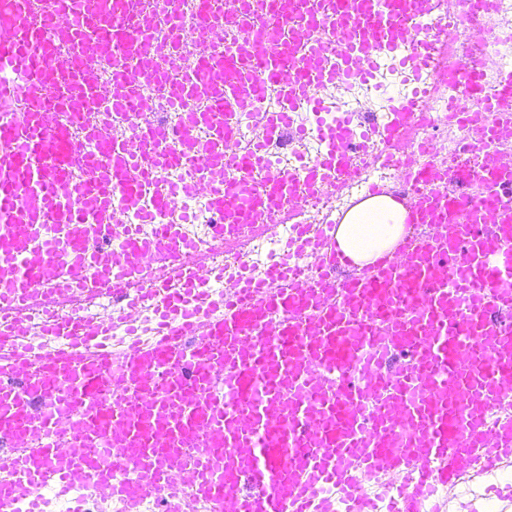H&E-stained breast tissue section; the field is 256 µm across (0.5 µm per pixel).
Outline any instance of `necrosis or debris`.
Listing matches in <instances>:
<instances>
[{"label": "necrosis or debris", "instance_id": "1", "mask_svg": "<svg viewBox=\"0 0 512 512\" xmlns=\"http://www.w3.org/2000/svg\"><path fill=\"white\" fill-rule=\"evenodd\" d=\"M488 21L478 41L463 39L483 62L481 74L485 85L495 86L512 76V0H491ZM460 15L433 11L418 22L421 47L433 63L425 69L411 65L404 54L380 57L368 72L359 77L344 76L333 84L317 85L310 101L284 106L276 96L258 99L255 112L288 109V128L271 134L265 142L268 160L285 167L289 174L305 179L310 168L333 152L335 143L330 133L344 129L347 138L360 151L373 157L359 179L346 186L334 199L325 201L311 197L298 212L295 223L279 225L270 234L246 235L237 250L210 257L217 277L205 281L212 298L224 292V278L241 272L261 276L281 255L290 263L306 268L310 228H328L340 218L350 197L363 194L364 187L378 183L402 195L409 182L402 168L379 164L389 145L382 135L395 112L420 99L427 120L416 128L409 141L408 157L413 166L453 164L460 161L479 166L486 157L495 155L500 142L478 137L470 126L449 112V105L460 96L457 86L444 78L445 71L459 66L455 57L445 56L443 36L459 31ZM125 223L137 225L143 235H151L157 226L172 225L192 239L200 249H207L212 238L214 216L208 201L200 196L181 195L177 206L155 212L151 220H143L136 210H124ZM37 502V512H128L118 499H104L88 488L75 484L66 494L51 489L26 493L16 512H30V502ZM512 506V467L472 475L448 497L447 512H506Z\"/></svg>", "mask_w": 512, "mask_h": 512}]
</instances>
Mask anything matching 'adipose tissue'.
I'll return each instance as SVG.
<instances>
[{"instance_id": "adipose-tissue-1", "label": "adipose tissue", "mask_w": 512, "mask_h": 512, "mask_svg": "<svg viewBox=\"0 0 512 512\" xmlns=\"http://www.w3.org/2000/svg\"><path fill=\"white\" fill-rule=\"evenodd\" d=\"M407 211L388 196L355 206L336 231L339 249L353 263H369L389 251L405 232Z\"/></svg>"}]
</instances>
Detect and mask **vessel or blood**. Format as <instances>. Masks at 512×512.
<instances>
[{
  "instance_id": "obj_1",
  "label": "vessel or blood",
  "mask_w": 512,
  "mask_h": 512,
  "mask_svg": "<svg viewBox=\"0 0 512 512\" xmlns=\"http://www.w3.org/2000/svg\"><path fill=\"white\" fill-rule=\"evenodd\" d=\"M234 0L185 27L179 0H0V512L28 489L77 478L104 498L168 512H370L374 484L397 488V512H421L432 485L512 462V158L482 174L424 167L407 199L427 234L340 277L350 261L334 235L312 240V273L273 264L257 283L237 277L212 299L185 271L195 243L162 227L124 224L116 198L152 213L184 193L225 225L275 229L304 193L262 162L284 113H239L276 88L289 102L359 73L377 52L417 40L438 0ZM262 30L225 43V21ZM186 29L193 54L153 50L161 22ZM334 39L313 38L317 26ZM451 71L462 96L512 112V78L489 91L462 50ZM154 83L180 111L169 126L141 93ZM425 119L410 107L386 129L394 159ZM186 171L181 186L163 175ZM358 174L350 145L317 168L312 191L336 194ZM168 268L159 323L122 351L101 341L135 321L128 268ZM107 294L94 323L55 319L64 347L31 357L15 344L22 314L54 308L79 288ZM495 427H488V419Z\"/></svg>"
}]
</instances>
